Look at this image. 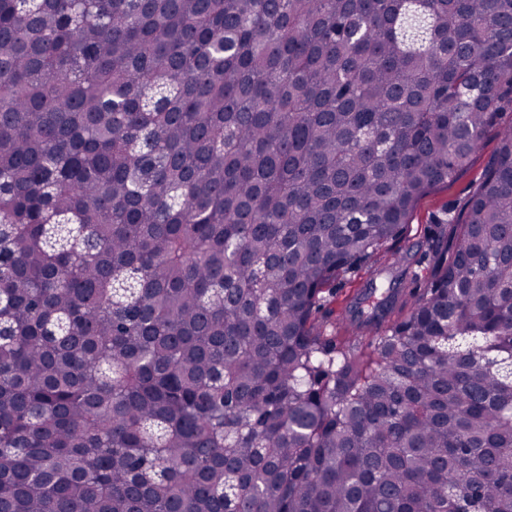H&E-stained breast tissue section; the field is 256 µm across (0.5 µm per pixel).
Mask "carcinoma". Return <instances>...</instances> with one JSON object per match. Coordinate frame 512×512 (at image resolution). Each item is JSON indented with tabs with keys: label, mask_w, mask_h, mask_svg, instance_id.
I'll return each mask as SVG.
<instances>
[{
	"label": "carcinoma",
	"mask_w": 512,
	"mask_h": 512,
	"mask_svg": "<svg viewBox=\"0 0 512 512\" xmlns=\"http://www.w3.org/2000/svg\"><path fill=\"white\" fill-rule=\"evenodd\" d=\"M505 108L512 0H0V512H512ZM495 151L496 140L489 136L474 155L466 172L448 186L432 191L419 201L411 218L407 236L399 244V250L403 251L420 241L426 227L436 224L448 210L460 211L464 207ZM369 277L370 271L368 269H363L340 281H336V297L330 305V307L335 310V313L328 318V320L336 321V327L339 334L336 336H346L345 319L342 314V306L345 297L352 294L357 289L362 288Z\"/></svg>",
	"instance_id": "cac0c4a2"
}]
</instances>
